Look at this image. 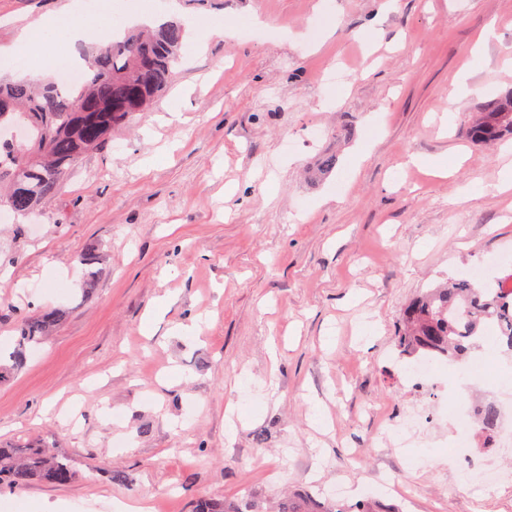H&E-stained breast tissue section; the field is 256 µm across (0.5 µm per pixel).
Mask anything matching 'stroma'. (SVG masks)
<instances>
[{
	"mask_svg": "<svg viewBox=\"0 0 512 512\" xmlns=\"http://www.w3.org/2000/svg\"><path fill=\"white\" fill-rule=\"evenodd\" d=\"M84 2L0 0V50ZM176 9L190 37L159 102L87 154L38 215L0 206V351L26 314L65 311L0 383V442L34 440L76 474L0 485V512H192L202 498L271 500L338 478L380 498L388 475L413 495L402 512H512V483L473 500L466 462L413 469L386 425L406 401V303L512 246V189L496 188L512 140L490 151L464 135L512 91V0ZM216 24L225 36L193 40ZM490 24L496 38L475 49ZM467 63L471 92L457 100ZM336 67L346 78L333 87ZM325 150L338 163L317 182L307 169ZM468 187L481 196L463 200ZM89 247L100 260L87 294Z\"/></svg>",
	"mask_w": 512,
	"mask_h": 512,
	"instance_id": "35a3bbf8",
	"label": "stroma"
}]
</instances>
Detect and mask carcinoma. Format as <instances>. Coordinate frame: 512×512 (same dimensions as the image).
Returning <instances> with one entry per match:
<instances>
[{"mask_svg":"<svg viewBox=\"0 0 512 512\" xmlns=\"http://www.w3.org/2000/svg\"><path fill=\"white\" fill-rule=\"evenodd\" d=\"M185 25L178 22L152 29H131L120 39L99 42L85 57V79L75 87L56 78L48 81H0V125L24 126L22 143L0 140V205L24 215L58 192L64 176L89 152L103 148L112 130L136 112L154 106L170 84L182 58ZM467 139L490 146L512 137V92L489 100L466 128ZM63 316L46 310L21 318L20 334L8 360L0 361V381L23 367L28 352L45 342ZM503 320V347L512 354V316L503 310L500 296L463 280L431 288L413 299L399 322L398 345L403 355L432 354L464 359L479 347L485 323ZM485 431L499 421L495 402L483 403ZM74 478L71 465L54 452L24 441L0 445V482L22 487L32 482L63 486ZM194 512H268L260 497L250 494L214 501L203 498ZM276 512H399L373 498L354 503L322 502L310 493L290 494Z\"/></svg>","mask_w":512,"mask_h":512,"instance_id":"carcinoma-1","label":"carcinoma"}]
</instances>
